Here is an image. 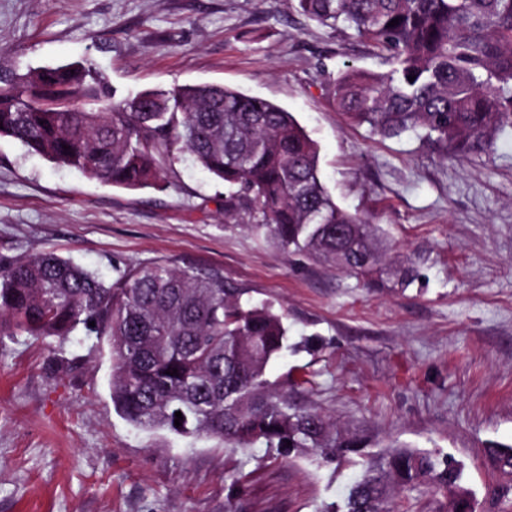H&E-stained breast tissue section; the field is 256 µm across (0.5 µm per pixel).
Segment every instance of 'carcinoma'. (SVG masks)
<instances>
[{"mask_svg": "<svg viewBox=\"0 0 512 512\" xmlns=\"http://www.w3.org/2000/svg\"><path fill=\"white\" fill-rule=\"evenodd\" d=\"M295 2L387 56L384 72L349 67L336 79V107L351 123L382 138L413 134L454 158L488 152L512 128V0ZM2 137L127 189L156 185L162 161L187 152L224 182V216L244 219L276 248L322 260L366 288L405 290L419 278L413 262L384 260L391 244L378 225L336 204L320 177L317 143L266 99L184 85L117 100L86 59L1 83ZM286 319L192 267L137 264L108 283L51 252L0 264V335L67 337L81 328L109 337L112 403L130 424L214 437L232 449L261 444L276 459L362 457L361 477L321 512H393L395 494L419 485L449 492L448 512H476L461 462L397 444L366 453L361 438L292 401L288 387L304 381L267 377L291 348ZM173 368L177 374H166ZM487 453L508 479L497 492L506 497L512 446Z\"/></svg>", "mask_w": 512, "mask_h": 512, "instance_id": "cac0c4a2", "label": "carcinoma"}]
</instances>
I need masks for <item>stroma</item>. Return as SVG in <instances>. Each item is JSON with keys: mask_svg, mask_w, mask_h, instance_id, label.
<instances>
[{"mask_svg": "<svg viewBox=\"0 0 512 512\" xmlns=\"http://www.w3.org/2000/svg\"><path fill=\"white\" fill-rule=\"evenodd\" d=\"M92 60L117 98L220 84L291 112L320 151L336 203L381 225L414 259L407 290L355 278L224 220V184L189 154L161 187L127 190L0 139V262L53 252L114 281L160 262L218 273L286 310L297 350L269 379L369 446L393 441L464 463L477 512L502 477L485 453L512 445V129L463 160L414 135L383 139L337 111L349 66L388 65L353 30L292 0H0V78ZM105 339L0 338V512H319L359 470L275 460L257 446L140 430L114 408Z\"/></svg>", "mask_w": 512, "mask_h": 512, "instance_id": "1", "label": "stroma"}]
</instances>
